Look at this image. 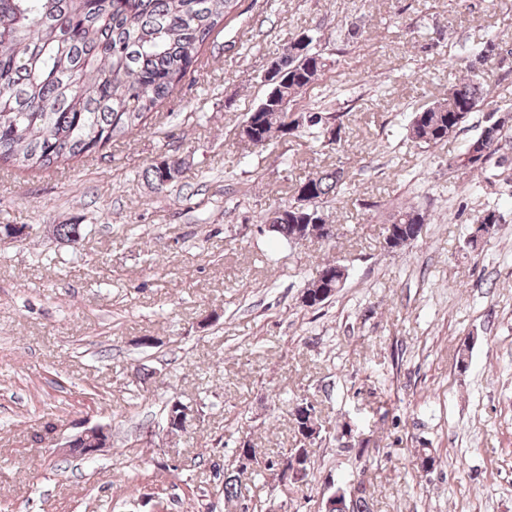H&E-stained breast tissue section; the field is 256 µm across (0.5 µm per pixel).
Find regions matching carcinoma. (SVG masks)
Returning <instances> with one entry per match:
<instances>
[{
  "mask_svg": "<svg viewBox=\"0 0 512 512\" xmlns=\"http://www.w3.org/2000/svg\"><path fill=\"white\" fill-rule=\"evenodd\" d=\"M239 0H0V164L31 170L59 167L86 157L118 137L139 130L148 114L181 83L199 61V53ZM308 42L296 38L275 60L274 82L262 101L246 114L255 142L269 144L282 136L306 129L315 139L332 144L339 131L320 113L293 117L291 107L325 74L327 58L320 37L311 31ZM512 56L490 39L462 60L465 75L448 89L446 97L412 113L409 139L426 147L448 141L480 107L491 104L490 73L502 54ZM489 111L477 137L457 157L455 164L483 172L509 138L505 115L495 119ZM181 170L177 160L149 166L145 177L157 189L174 181ZM299 186L310 204L302 212L280 205L263 223L276 238L292 242L304 237V225L324 219L329 196L351 193L352 178L342 168L305 177ZM425 216L402 205L383 232L398 233L403 247L413 225ZM501 215L484 209L474 224L488 225L485 235L473 234L470 244L490 241L498 232ZM347 273L336 262L321 265L319 277L308 282L303 296L308 308L329 301L342 288ZM299 454L300 480L308 478L312 460L306 448H289L283 456ZM213 478L222 485L224 499L233 502L241 493L247 466L213 464ZM324 501V512H370L366 490L354 494L342 487Z\"/></svg>",
  "mask_w": 512,
  "mask_h": 512,
  "instance_id": "carcinoma-1",
  "label": "carcinoma"
}]
</instances>
